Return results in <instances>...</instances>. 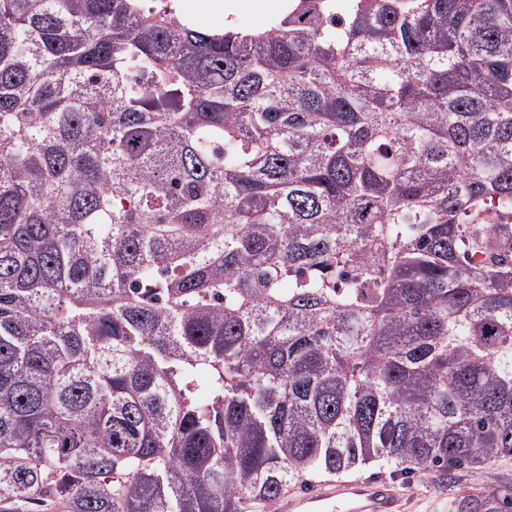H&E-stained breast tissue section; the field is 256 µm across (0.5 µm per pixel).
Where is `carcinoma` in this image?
I'll return each mask as SVG.
<instances>
[{
    "label": "carcinoma",
    "instance_id": "cac0c4a2",
    "mask_svg": "<svg viewBox=\"0 0 512 512\" xmlns=\"http://www.w3.org/2000/svg\"><path fill=\"white\" fill-rule=\"evenodd\" d=\"M512 0H0V507L243 512L512 462ZM512 512V482L448 499ZM205 7L208 14L218 19L203 16L199 21L195 22V27L200 30H208L210 28L220 27L229 16L234 14L240 7L239 0H205ZM224 24V23H223Z\"/></svg>",
    "mask_w": 512,
    "mask_h": 512
}]
</instances>
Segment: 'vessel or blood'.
Here are the masks:
<instances>
[{
	"instance_id": "obj_1",
	"label": "vessel or blood",
	"mask_w": 512,
	"mask_h": 512,
	"mask_svg": "<svg viewBox=\"0 0 512 512\" xmlns=\"http://www.w3.org/2000/svg\"><path fill=\"white\" fill-rule=\"evenodd\" d=\"M402 501L390 484L351 480L317 493L287 496L281 512H400Z\"/></svg>"
}]
</instances>
